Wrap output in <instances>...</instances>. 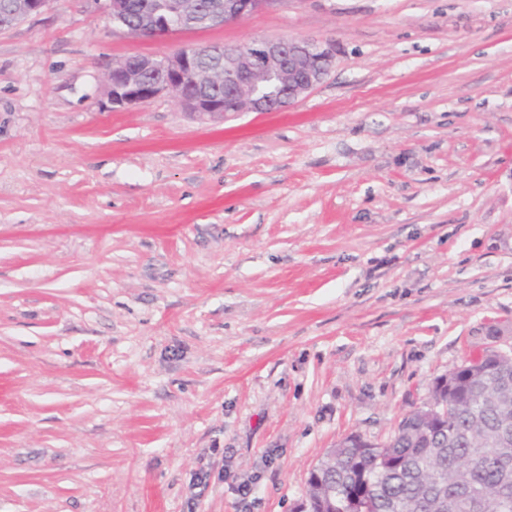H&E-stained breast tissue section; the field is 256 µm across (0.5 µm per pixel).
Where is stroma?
Here are the masks:
<instances>
[{
  "mask_svg": "<svg viewBox=\"0 0 512 512\" xmlns=\"http://www.w3.org/2000/svg\"><path fill=\"white\" fill-rule=\"evenodd\" d=\"M107 7L0 31V512H296L338 441L385 440L489 326L512 346V0L163 40ZM279 37L334 55L283 111L102 106L112 60Z\"/></svg>",
  "mask_w": 512,
  "mask_h": 512,
  "instance_id": "stroma-1",
  "label": "stroma"
}]
</instances>
